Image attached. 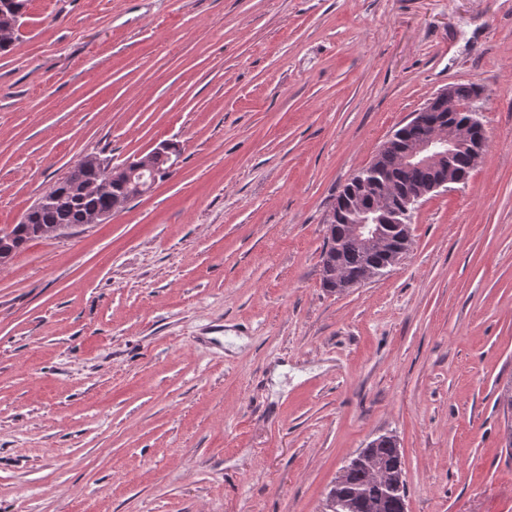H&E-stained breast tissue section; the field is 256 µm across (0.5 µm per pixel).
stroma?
I'll return each instance as SVG.
<instances>
[{
  "label": "stroma",
  "mask_w": 512,
  "mask_h": 512,
  "mask_svg": "<svg viewBox=\"0 0 512 512\" xmlns=\"http://www.w3.org/2000/svg\"><path fill=\"white\" fill-rule=\"evenodd\" d=\"M455 84L488 136L467 183L324 288L337 195ZM163 141L172 176L0 266V512H322L382 435L407 512H512V0H27L0 230Z\"/></svg>",
  "instance_id": "1"
}]
</instances>
